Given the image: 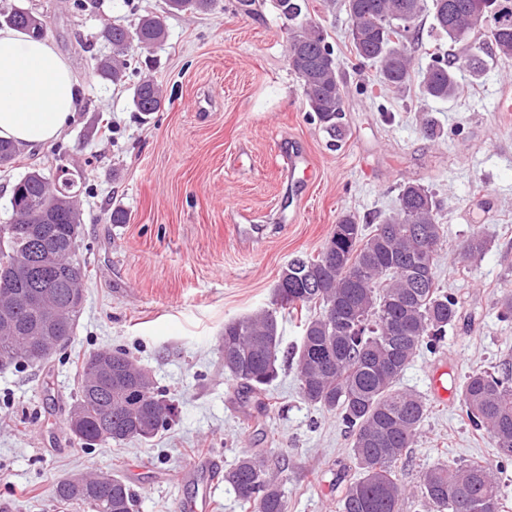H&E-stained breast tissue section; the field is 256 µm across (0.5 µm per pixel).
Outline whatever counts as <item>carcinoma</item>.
<instances>
[{"mask_svg":"<svg viewBox=\"0 0 512 512\" xmlns=\"http://www.w3.org/2000/svg\"><path fill=\"white\" fill-rule=\"evenodd\" d=\"M483 0H346L350 40L357 64L377 67L379 83L393 92L411 80L412 58L408 43L418 37L421 18L430 14L433 29L455 45L489 42L491 52L512 59V9L480 26L474 16ZM212 0H167L171 10L206 11ZM281 13L293 24L288 29V55L292 70L301 81L307 105L320 125L335 141L345 134V84L340 63L324 31L312 21H299L294 0H277ZM3 24L26 31L30 17L12 8L0 14ZM112 57L99 61L98 74L112 82L123 78L124 57L135 49H148L162 41L165 28L158 16H140L129 26L102 27ZM481 58L467 62L446 55H433L421 72V94L448 101L462 88L461 72L476 75ZM164 100L161 88L151 80L135 90L133 104L142 114L156 112ZM23 153L19 144L0 139V158L13 164ZM33 168L12 187L10 207L16 222L24 223L32 211L48 208L47 225L57 246L73 245V225L81 223L70 194L34 177ZM441 204L420 182L400 185L395 210L370 234L356 216L344 214L315 256L293 258L279 280L273 308L224 324L221 338L224 373L235 380L245 396H259L277 377L281 336L277 312L290 314L315 310L302 320L300 346L291 353L295 360L299 392L308 403L336 413L352 437V452L359 477L350 482L338 501V512H400L406 488L399 483L395 467L419 435L428 407L423 397L397 387L400 377L422 347H434L456 321L457 301L428 271L426 261L436 255L423 252L425 240L443 242ZM40 243L32 237L6 239L0 244V281L13 293L50 288L64 302L78 284L62 273L49 271L43 281L21 274L20 266L38 261ZM488 241L474 232L460 248L462 262L481 259ZM359 271L356 279L350 268ZM0 367L34 366L19 350L44 316V306L21 304L0 294ZM336 311L330 319L328 309ZM125 375L124 386L112 381L98 384L86 398L82 421L69 427L74 440L85 448L105 428L112 442L150 440L174 414V405L158 392L152 376L136 365L122 349H109ZM156 399L166 411L151 422L150 433H141L142 401ZM461 406L475 429L486 434L498 450L497 458L460 463L438 461L423 474L419 485L427 512H501L498 480L501 461L512 459V367L469 374L461 386ZM224 482L234 491L242 508L252 512H288V500L269 473L265 459L244 453L228 471ZM54 505L85 512H103L93 491L77 489L72 478L57 482ZM133 495L119 478H112V512H130Z\"/></svg>","mask_w":512,"mask_h":512,"instance_id":"carcinoma-1","label":"carcinoma"}]
</instances>
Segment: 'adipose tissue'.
<instances>
[{"label":"adipose tissue","instance_id":"obj_1","mask_svg":"<svg viewBox=\"0 0 512 512\" xmlns=\"http://www.w3.org/2000/svg\"><path fill=\"white\" fill-rule=\"evenodd\" d=\"M78 87L47 42L0 30V138L26 145L57 140L77 109Z\"/></svg>","mask_w":512,"mask_h":512}]
</instances>
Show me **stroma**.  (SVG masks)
Masks as SVG:
<instances>
[{
    "label": "stroma",
    "mask_w": 512,
    "mask_h": 512,
    "mask_svg": "<svg viewBox=\"0 0 512 512\" xmlns=\"http://www.w3.org/2000/svg\"><path fill=\"white\" fill-rule=\"evenodd\" d=\"M302 16L326 31L346 86L347 135L333 146L309 112L287 60L288 21L276 0H215L211 11L172 12L166 0H0L44 16L45 39L80 84L78 108L62 136L26 147L0 171V224L11 218V188L29 166L55 173L79 168L83 221L79 251L90 270L76 335L37 369L0 368V512H54L52 489L83 473L120 477L132 512H173L195 494L190 475L203 456L232 466L243 453L268 457L290 512H336L357 477L351 439L340 418L299 394L290 358L299 319L279 314V375L261 398H243L224 372V325L270 308L282 269L295 256L317 255L336 219L357 216L366 230L395 206L399 184L416 180L443 203L447 237L436 277L458 302L459 317L436 349H421L398 385L428 397L421 434L396 467L410 492L403 512H425L423 471L436 460L464 462L497 454L460 407V386L475 371L512 363V321L497 302L512 292V116L495 112L512 85V62L475 43L485 71L464 76L454 99L424 98L417 86L394 93L374 67L352 68L342 0H300ZM162 16L166 36L140 50L124 82L94 76L93 59L109 46L105 24ZM164 89L158 112L133 105L144 79ZM432 119L439 136L426 138ZM312 169L283 176L289 149ZM127 215L112 223L113 209ZM262 228L242 242L236 213ZM483 234L489 248L463 265L464 240ZM123 349L173 401L167 429L147 443L86 449L65 414L77 392V360L90 351ZM448 371V399L432 400L434 367Z\"/></svg>",
    "instance_id": "35a3bbf8"
}]
</instances>
